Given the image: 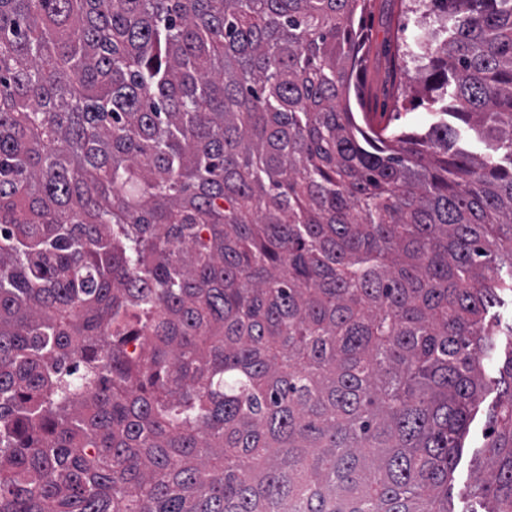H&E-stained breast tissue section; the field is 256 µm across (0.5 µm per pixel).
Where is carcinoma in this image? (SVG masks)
<instances>
[{
  "mask_svg": "<svg viewBox=\"0 0 512 512\" xmlns=\"http://www.w3.org/2000/svg\"><path fill=\"white\" fill-rule=\"evenodd\" d=\"M374 2L0 0V512H455L502 381L512 512V0H411L412 131ZM418 16L407 11L400 0H377L374 13L365 20L368 34L363 73L366 100L374 112L380 115L385 112L382 119L384 123L390 122L391 127H411L429 121L428 113L421 107L408 112L394 110V97L422 89L428 74L421 69L422 63L409 58L403 60L398 55V49H405V43L414 37ZM498 393L499 392L496 390L490 391L486 397L483 396L480 400L481 403L479 405L478 413L474 421L471 423L469 433L465 438L462 457L455 471L454 480L450 486L451 499L456 509L462 508L463 504L460 497L466 494L467 486L471 481L470 460L474 450L477 447H480L484 442L487 417Z\"/></svg>",
  "mask_w": 512,
  "mask_h": 512,
  "instance_id": "1",
  "label": "carcinoma"
}]
</instances>
